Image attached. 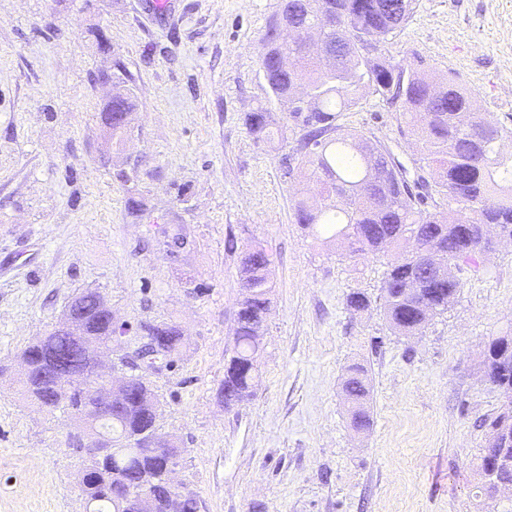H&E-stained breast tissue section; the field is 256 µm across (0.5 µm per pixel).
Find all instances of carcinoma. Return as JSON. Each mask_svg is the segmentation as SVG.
<instances>
[{
  "mask_svg": "<svg viewBox=\"0 0 512 512\" xmlns=\"http://www.w3.org/2000/svg\"><path fill=\"white\" fill-rule=\"evenodd\" d=\"M413 0H280L278 10L262 34L260 70L269 100L288 103V112L301 132L299 174L314 184L320 202L305 195L291 199L295 222L340 242L345 257L393 253L380 285L379 298L391 328L404 336L422 333L427 323L454 303L461 288L456 271L477 263L486 250L479 233L481 224H500L512 234V155L503 152L512 141V128L495 125L488 138L493 143L483 153L473 149V134L483 113L475 94L454 80L439 82L425 71L405 68L386 60L363 59L354 47L357 32H375L380 43L402 30L412 12ZM341 11L357 14V30H338L333 17ZM298 30L296 41L284 44L279 31ZM337 48L339 61L329 69L321 66L307 45L310 31ZM95 41L100 52L112 54V69L95 80L112 85V96L99 119L110 138L120 143L134 130L137 109L135 79L124 60L111 53L102 31ZM370 91L390 106H400L416 127L422 149L415 167L419 181L411 184L406 171L389 160L382 168L371 165L379 145L360 133H340L336 113L356 106ZM245 125L258 139L270 140L279 129L275 114L266 105L247 113ZM140 161L126 159L112 164V177L126 192V210L138 218L145 210L139 188ZM448 208H443V205ZM422 229L421 245L448 252V268L441 274L423 270L403 249L408 233ZM272 259L260 244L247 248L240 259V299L234 319V346L224 365L220 395L230 410L249 400L260 375L259 361L271 314ZM345 304L351 312L370 308L371 299L351 291ZM80 323V330L55 326L22 352L28 371L21 379V395L38 406L52 405L82 423L86 436L107 438L110 449L97 465L88 468L83 491L90 512H171L173 491L162 477L160 456L143 448L138 437L158 430V400L147 379L126 377L118 387L112 413L101 417L94 400L62 379L92 369L95 348L112 342L117 327L103 297L85 290L65 306ZM142 330L160 336L150 360L171 363L183 347L178 326L145 323ZM490 369L487 383L506 401L483 425L499 432V442L482 449L479 456V492L497 503L492 489L512 485V464L489 469L498 458L512 459V336L492 340L486 352ZM342 393L350 425L365 433L371 427V386L366 368L354 363L346 369ZM134 483L150 490V506L127 499L126 488Z\"/></svg>",
  "mask_w": 512,
  "mask_h": 512,
  "instance_id": "1",
  "label": "carcinoma"
}]
</instances>
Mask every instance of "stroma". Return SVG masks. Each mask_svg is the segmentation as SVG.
<instances>
[{
    "mask_svg": "<svg viewBox=\"0 0 512 512\" xmlns=\"http://www.w3.org/2000/svg\"><path fill=\"white\" fill-rule=\"evenodd\" d=\"M0 0V512H86L81 431L17 393L23 349L77 292L111 304L121 341L145 322L178 324L182 355L146 377L162 432L184 448L174 485L199 512H482L476 472L499 407L484 381L489 342L512 333V246L459 271L461 291L422 335L395 334L377 296L387 257H342L296 224L300 134L262 142L244 118L267 99L260 37L278 0ZM102 30L137 80L135 132L147 209L133 220L103 161L96 113L109 69ZM382 58L475 92L512 126V0H414ZM412 169L421 147L401 112L367 93L339 113ZM185 244L171 248L167 234ZM273 256L272 312L253 398L225 410L224 360L240 299L238 254ZM372 386L373 426L349 427L348 365Z\"/></svg>",
    "mask_w": 512,
    "mask_h": 512,
    "instance_id": "stroma-1",
    "label": "stroma"
}]
</instances>
